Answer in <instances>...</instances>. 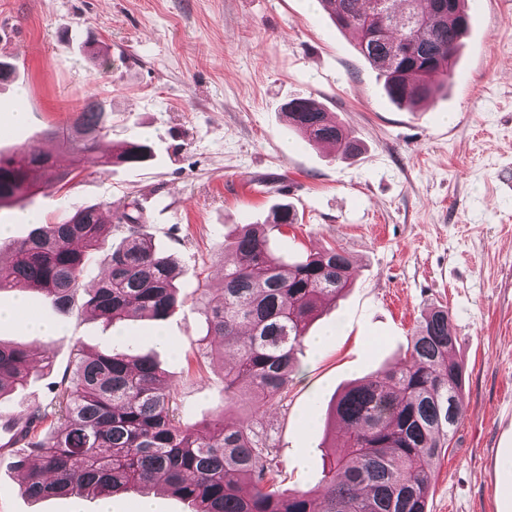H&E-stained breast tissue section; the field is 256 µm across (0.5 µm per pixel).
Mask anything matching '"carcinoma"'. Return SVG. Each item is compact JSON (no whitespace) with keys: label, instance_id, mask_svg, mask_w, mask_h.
Masks as SVG:
<instances>
[{"label":"carcinoma","instance_id":"1","mask_svg":"<svg viewBox=\"0 0 512 512\" xmlns=\"http://www.w3.org/2000/svg\"><path fill=\"white\" fill-rule=\"evenodd\" d=\"M468 0L448 11L437 0H385L384 35L370 36L377 0H320L334 24L351 31L357 48L384 77L398 105L435 99L452 77L470 24ZM403 7L421 18L414 29L393 21ZM288 127L307 143L331 142L343 157L361 142L309 97L283 107ZM104 102L94 96L72 125L48 130L71 148L73 169L94 153L109 131ZM151 157L142 141L113 146L102 166H137ZM70 175L52 157L23 148L0 154V205ZM98 204H74L56 224H38L0 265V291L20 286L60 310L74 304L82 279L112 233ZM126 236L112 249L83 307L116 325L130 317L164 321L183 301L174 287L172 260L140 231V216L122 214ZM297 223L287 204L272 209V224H249L231 243L224 287L203 293L207 335L236 350L224 368V400L286 398L309 323L349 287L354 268L342 250L328 248L285 265L268 248L267 228ZM455 337L447 309L427 311L411 337L408 359L396 370L349 386L336 398L342 456L323 470L321 512H426L432 465L449 447L464 409V367L452 356ZM36 371L31 351L0 343V398ZM22 432L9 466L23 473L28 498L68 496L87 489L108 498L164 485L192 512H315L308 492L284 493L268 435L248 422L223 419L184 424L171 387L153 356L132 351L77 353L73 377L44 406L20 415Z\"/></svg>","mask_w":512,"mask_h":512}]
</instances>
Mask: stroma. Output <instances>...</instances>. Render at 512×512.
<instances>
[{
    "mask_svg": "<svg viewBox=\"0 0 512 512\" xmlns=\"http://www.w3.org/2000/svg\"><path fill=\"white\" fill-rule=\"evenodd\" d=\"M107 66L91 62L87 42ZM0 153L55 149L46 129L70 123L89 96L109 115L112 143L146 141L137 167L88 160L59 189L0 206V258L31 230L26 216L58 220L72 204L139 210L142 231L178 268L184 301L167 321L144 318L113 332L83 309L85 278L65 312L40 295L30 310L60 327L30 336L0 325V342L51 364L0 399V414L48 403L71 373L74 351L134 348L156 355L184 424L218 416L271 436L283 491L317 490L332 406L355 380L399 364L428 308L446 307L452 355L466 369L464 415L434 464L427 512H512V0L472 14L447 90L426 106L393 104L383 80L316 0H0ZM309 97L364 146L343 159L301 143L282 113ZM27 120L6 125L16 107ZM297 224L268 234L291 264L343 248L354 280L312 321L286 398L224 400L227 357L206 353L203 292H217L227 245L276 203ZM0 462V512H99L93 493L33 500Z\"/></svg>",
    "mask_w": 512,
    "mask_h": 512,
    "instance_id": "1",
    "label": "stroma"
}]
</instances>
